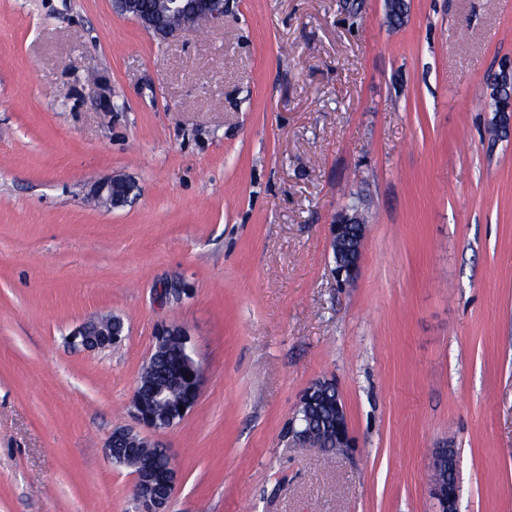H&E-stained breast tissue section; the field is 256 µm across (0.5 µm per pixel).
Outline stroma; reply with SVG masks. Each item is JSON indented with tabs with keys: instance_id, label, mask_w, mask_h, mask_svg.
<instances>
[{
	"instance_id": "obj_1",
	"label": "stroma",
	"mask_w": 512,
	"mask_h": 512,
	"mask_svg": "<svg viewBox=\"0 0 512 512\" xmlns=\"http://www.w3.org/2000/svg\"><path fill=\"white\" fill-rule=\"evenodd\" d=\"M408 2L393 30L384 0H224L163 40L112 0H0V512H136L105 443L163 322L203 372L155 436L167 512H432L442 446L462 512H512V133L489 134L512 0ZM113 175L130 202L90 203ZM106 315L120 344L67 343ZM322 377L351 454L288 445ZM365 233L366 225L355 206L342 212L335 224H332L330 247L335 262L333 271L341 281H350L356 277ZM453 449L454 452H451ZM432 477L428 482V494L436 512H461L459 490L455 496L448 494V486L444 480L446 469L454 470L458 487V455L454 448H435L430 458Z\"/></svg>"
}]
</instances>
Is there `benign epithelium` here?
Wrapping results in <instances>:
<instances>
[{
  "instance_id": "1",
  "label": "benign epithelium",
  "mask_w": 512,
  "mask_h": 512,
  "mask_svg": "<svg viewBox=\"0 0 512 512\" xmlns=\"http://www.w3.org/2000/svg\"><path fill=\"white\" fill-rule=\"evenodd\" d=\"M113 8L122 15L134 19L142 28L164 36H173L185 27H191L204 20L214 27L224 25V6L216 5L212 0H156L153 12L141 9L140 0H113ZM135 189V184L121 176L99 182L92 198L114 208L126 205ZM366 225L356 207L342 212L331 228L330 247L335 262L334 274L340 280L350 281L357 275L362 248L365 239ZM121 319L112 317L100 321L83 322L74 328L69 337L70 343L89 349H104L121 339ZM167 336H179L185 345H190L191 337L188 329L179 324H165L155 332V339ZM202 382V373L197 362L187 375V384L192 402L183 404L184 410L174 408L169 423L175 424L183 420L197 402ZM330 396L333 408L332 427L329 435L335 451L344 453L355 447L346 405L342 393L336 383L330 379L313 381L302 393L297 409L292 417L288 437L294 448H321L324 444V431L313 424L305 422L300 415L305 413L320 395ZM132 415L138 425L146 430L161 431L159 421L144 405L140 392H134ZM142 442L151 445L152 441L130 427H118L113 430L106 445L107 457L122 463L126 460V448ZM168 463L165 468L154 471L135 472L133 496L137 504V512H165L170 495L177 483V467L169 449H164ZM432 477L428 482V494L434 504L435 512H461L460 496L448 494V486L444 480L446 470H458L457 452L448 448H435L430 458Z\"/></svg>"
}]
</instances>
